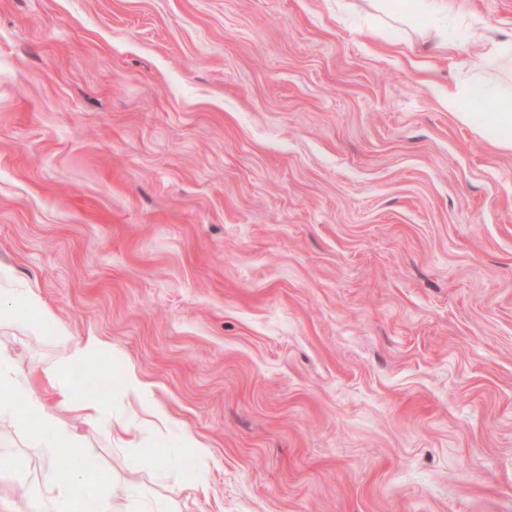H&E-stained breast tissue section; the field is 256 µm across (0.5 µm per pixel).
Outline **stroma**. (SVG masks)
I'll return each instance as SVG.
<instances>
[{
    "mask_svg": "<svg viewBox=\"0 0 512 512\" xmlns=\"http://www.w3.org/2000/svg\"><path fill=\"white\" fill-rule=\"evenodd\" d=\"M372 0H0V269L208 447L173 485L65 414L115 491L176 512H512V154L434 87L512 37ZM0 348L43 373L54 342ZM26 512L42 463L0 421Z\"/></svg>",
    "mask_w": 512,
    "mask_h": 512,
    "instance_id": "1",
    "label": "stroma"
}]
</instances>
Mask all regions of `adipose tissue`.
Masks as SVG:
<instances>
[{
  "label": "adipose tissue",
  "mask_w": 512,
  "mask_h": 512,
  "mask_svg": "<svg viewBox=\"0 0 512 512\" xmlns=\"http://www.w3.org/2000/svg\"><path fill=\"white\" fill-rule=\"evenodd\" d=\"M456 118L472 125L477 133L503 152H512V90L487 84L448 87L437 90ZM492 101L491 112L478 111L484 101ZM11 302L15 318L32 321L36 327L49 326L54 330L56 361L46 374L48 383L58 390L61 409L78 414L87 422L101 424L119 431L128 430V422L101 402L84 396L71 386L65 372L68 368L87 362L102 361L104 345L95 336L74 339L66 325L31 291L21 288H1L0 301ZM8 415L17 426L31 430V442L38 448L43 462V482L38 503L33 512H72L76 497L86 483H93L91 512H174L170 503L145 498L136 489H128L123 497H116L108 481L95 480L92 461L95 451L78 446L73 434L65 427L51 424V415L42 399L34 394L25 372L11 364L0 350V415ZM192 449L194 456L205 455V444L191 433H183L179 449L157 454L145 452L141 463L150 469L162 470L166 479L181 481L185 469L178 458L180 448ZM70 456V477L57 480L54 464L60 454Z\"/></svg>",
  "instance_id": "obj_1"
}]
</instances>
